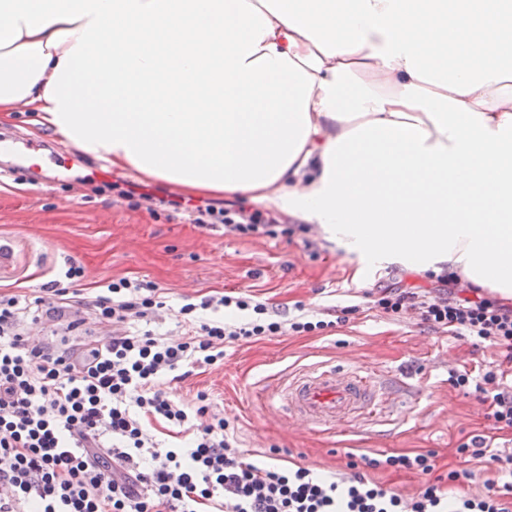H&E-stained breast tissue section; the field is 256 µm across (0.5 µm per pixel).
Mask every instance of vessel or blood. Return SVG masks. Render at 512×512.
<instances>
[{
  "instance_id": "obj_1",
  "label": "vessel or blood",
  "mask_w": 512,
  "mask_h": 512,
  "mask_svg": "<svg viewBox=\"0 0 512 512\" xmlns=\"http://www.w3.org/2000/svg\"><path fill=\"white\" fill-rule=\"evenodd\" d=\"M19 168H39L41 158L31 145L9 144ZM274 398L295 424L316 433L375 420L384 405L396 404L393 383L357 367L321 365L291 374Z\"/></svg>"
}]
</instances>
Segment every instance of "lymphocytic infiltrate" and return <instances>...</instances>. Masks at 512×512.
<instances>
[{"mask_svg":"<svg viewBox=\"0 0 512 512\" xmlns=\"http://www.w3.org/2000/svg\"><path fill=\"white\" fill-rule=\"evenodd\" d=\"M188 211L194 224H220L242 237L289 238L309 230L234 203ZM83 276L72 263L45 293H0V512H512L494 492L461 491L471 470L433 477L428 453L367 456L349 461L348 473L338 477L247 460L234 427L212 411L206 392L186 404L162 387L176 371L223 363L227 347L335 328L354 307L313 321L287 318L250 293L207 295L181 306V335L170 338L151 328L166 306L154 284L108 280L78 308L68 287ZM429 279L427 289L376 288L374 308L488 342L511 364L512 303L485 296L453 273ZM231 306L245 319L203 316ZM43 319L65 322L84 338L52 348L29 342L24 321ZM98 325L111 327V334L95 336ZM448 381L480 394L494 429L512 430V384L504 370H455ZM157 427L168 446H159ZM370 468L413 473L425 482L407 500L369 478Z\"/></svg>","mask_w":512,"mask_h":512,"instance_id":"obj_1","label":"lymphocytic infiltrate"}]
</instances>
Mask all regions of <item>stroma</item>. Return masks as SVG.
Instances as JSON below:
<instances>
[{"label": "stroma", "mask_w": 512, "mask_h": 512, "mask_svg": "<svg viewBox=\"0 0 512 512\" xmlns=\"http://www.w3.org/2000/svg\"><path fill=\"white\" fill-rule=\"evenodd\" d=\"M41 146L43 178L4 172L0 156V239L15 252L0 290H33L57 278L68 263L83 266L82 286L96 296L99 285L120 277L152 282L166 301L160 331H175L185 296L253 291L286 316L332 320L337 310L357 306L349 323L322 335L272 336L227 348L221 365L195 371L164 388L184 403L209 393L215 411L237 430L238 446L250 458L277 457L325 475L346 471L349 454L399 455L435 452L434 476L459 468V442L485 434L512 451V430L493 429L475 393L453 388L448 373L495 368L501 359L485 344L435 332L412 318H393L371 308L369 289L394 282L430 287L431 282L396 262L374 267L317 231L293 238L221 234L189 224L184 208L130 209L104 190L123 179L163 197L171 186L131 170L102 174L101 160L64 145L34 124L27 113L0 119V139ZM336 363L378 371L403 382L396 410L380 421L334 435L293 428L270 408L265 391L284 377L312 366Z\"/></svg>", "instance_id": "35a3bbf8"}]
</instances>
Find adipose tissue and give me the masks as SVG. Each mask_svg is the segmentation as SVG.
<instances>
[{
  "label": "adipose tissue",
  "instance_id": "1",
  "mask_svg": "<svg viewBox=\"0 0 512 512\" xmlns=\"http://www.w3.org/2000/svg\"><path fill=\"white\" fill-rule=\"evenodd\" d=\"M488 45L499 62L449 71ZM16 112L512 298V0H0Z\"/></svg>",
  "mask_w": 512,
  "mask_h": 512
}]
</instances>
